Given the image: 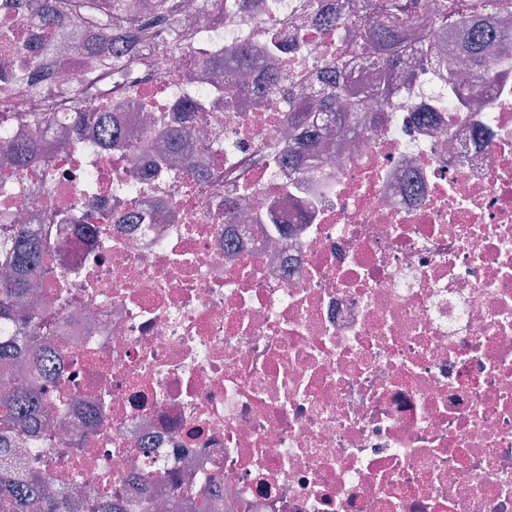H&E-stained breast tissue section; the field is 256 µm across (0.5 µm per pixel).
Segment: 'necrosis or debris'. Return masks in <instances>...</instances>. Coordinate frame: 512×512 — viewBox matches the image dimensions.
I'll return each mask as SVG.
<instances>
[{
	"instance_id": "1",
	"label": "necrosis or debris",
	"mask_w": 512,
	"mask_h": 512,
	"mask_svg": "<svg viewBox=\"0 0 512 512\" xmlns=\"http://www.w3.org/2000/svg\"><path fill=\"white\" fill-rule=\"evenodd\" d=\"M183 53L123 77L65 56L70 96L0 70V228L54 248L32 277L49 348L10 366L59 373L41 435L13 464L129 512H512V53L461 100L437 65L352 128L288 134L289 91L356 46L310 0L204 18L181 0ZM259 62L234 108L216 47ZM28 0L0 8V61L48 51ZM111 104L120 139L76 112ZM54 116L36 128L26 118ZM150 467L153 492L130 474Z\"/></svg>"
}]
</instances>
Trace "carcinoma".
<instances>
[{"mask_svg": "<svg viewBox=\"0 0 512 512\" xmlns=\"http://www.w3.org/2000/svg\"><path fill=\"white\" fill-rule=\"evenodd\" d=\"M32 17L45 24L55 25L60 4L51 0H33ZM123 0H68V7L77 12V17L86 23L91 32L90 41L74 46L78 54L87 50H103L112 54L111 64L122 68L135 57H148L159 34L170 35L169 52L175 54L183 50L181 40L176 37L182 25L179 5L175 0H152L141 8L150 12L146 22L128 18L122 24L112 23V19L123 13ZM492 0H454L452 11L460 18V27L469 31L448 36L452 52L447 56L438 55L439 39L446 28L447 15L433 17L428 22V32L423 39L405 44L402 29L406 28L409 16L399 0H368V8L353 19L337 16L336 21L346 25L349 35L360 51L359 59H339L331 64L333 73L339 78L318 86L313 95L304 92L291 97L289 101L288 126L294 130L308 126L338 129L357 122L358 103L352 101L345 108L340 102L351 95L350 80L358 60L374 67L382 73L385 81L370 89L380 106L391 103L396 90L392 76L401 71L404 59L411 65L438 62L448 74V84L456 91L487 92L495 82V74L488 58L499 52L512 49V30L509 20H504L494 29L471 20L482 13ZM467 58L473 65L472 80L467 84L458 79L456 58ZM226 74L224 83L232 88L250 78L253 67L251 50L240 46L230 52L224 61ZM33 76L21 75L20 81L27 83L34 93H49L52 87L45 83L46 65L42 58L32 60ZM46 243L41 238L27 234L18 226L4 241L3 266L12 272L9 280L0 283V317L24 316L25 327L38 329L32 317L23 315V309L30 294L29 281L41 263ZM31 354L30 347L21 341L1 343L0 361H19ZM51 413L46 403L45 391L37 386L14 387L7 382L0 383V457H7L17 451L15 441L9 433L18 429H29L42 424L44 416ZM65 499L50 495L44 481L31 476L19 478L14 474L0 472V512H65Z\"/></svg>", "mask_w": 512, "mask_h": 512, "instance_id": "cac0c4a2", "label": "carcinoma"}]
</instances>
